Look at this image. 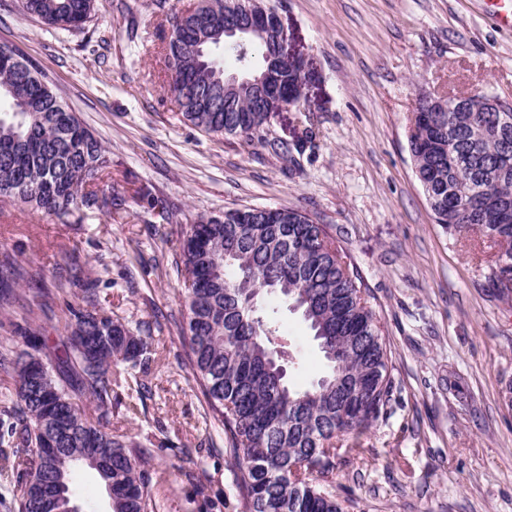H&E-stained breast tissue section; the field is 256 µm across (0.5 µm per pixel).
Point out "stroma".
Instances as JSON below:
<instances>
[{
    "instance_id": "stroma-1",
    "label": "stroma",
    "mask_w": 512,
    "mask_h": 512,
    "mask_svg": "<svg viewBox=\"0 0 512 512\" xmlns=\"http://www.w3.org/2000/svg\"><path fill=\"white\" fill-rule=\"evenodd\" d=\"M195 0H103L78 29L44 25L21 0H0V45L33 64L107 148L100 188L125 197L122 219L84 223L0 203V353L22 342L8 302H48L26 328L64 337L66 304L94 288L113 318L151 333L155 361L138 368L144 400L112 418L132 441L169 439L150 468L162 512H235L233 467L206 417L176 324L187 309L176 249L148 224V196L174 207V232L227 208L289 207L327 226L351 256L385 331L391 408L339 449L334 489L349 512H512V297L487 285L497 248L436 224L409 150L417 99L487 93L512 102V27L486 0H281L292 53L307 63L304 110L281 112L273 137L303 143L274 156L240 137L185 123L167 90L163 47ZM139 21L130 32L128 16ZM305 386L325 365L312 332L274 298ZM194 460L200 485L180 466Z\"/></svg>"
}]
</instances>
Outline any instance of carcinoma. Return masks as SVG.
<instances>
[{
	"mask_svg": "<svg viewBox=\"0 0 512 512\" xmlns=\"http://www.w3.org/2000/svg\"><path fill=\"white\" fill-rule=\"evenodd\" d=\"M97 0H22L24 14L60 28H79ZM231 0H199L173 25L164 65L169 91L184 121L212 137L241 136L274 155L292 150L268 137L270 117L301 100L302 74L288 64L286 93L250 111L243 80L270 65L262 38L215 36ZM235 74L229 94L240 111H224V78ZM0 202L20 201L81 224L87 211L109 216L125 198L93 189L110 168L107 150L58 99L35 67L0 47ZM417 103V132L409 145L417 177L436 222L450 230H478L498 246L488 279L501 296L512 294V104L501 112L475 109L427 112ZM156 224L173 223L174 211L154 198ZM178 254L186 286L189 366L213 425L224 433V452L234 461L241 512H346L330 489L336 442L347 440L360 456L363 436L386 413L394 382L383 326L369 305L362 278L327 225L291 208H229L201 215L180 234ZM67 305L62 349L51 351L32 334L11 362L14 389L0 401V447L21 448L10 465L16 475L13 512H57L68 501L76 467L94 469L110 491L111 512H162L148 463L153 449L112 433V400L124 374L127 392L141 399L139 364L153 360L145 334L131 331L96 307ZM281 297L308 324L326 362L325 371L300 390L288 380L294 365L288 339L264 318L268 298ZM45 358L54 404L32 387L30 366ZM95 404L88 418L83 400ZM62 437L53 449L46 440Z\"/></svg>",
	"mask_w": 512,
	"mask_h": 512,
	"instance_id": "cac0c4a2",
	"label": "carcinoma"
}]
</instances>
